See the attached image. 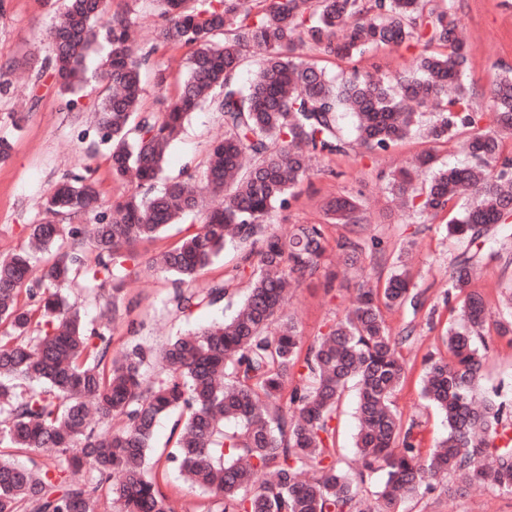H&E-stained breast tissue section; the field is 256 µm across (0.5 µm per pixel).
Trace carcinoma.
Here are the masks:
<instances>
[{"mask_svg":"<svg viewBox=\"0 0 512 512\" xmlns=\"http://www.w3.org/2000/svg\"><path fill=\"white\" fill-rule=\"evenodd\" d=\"M168 23L157 44L138 54L133 21L112 16L104 0H64L50 29V69L59 90L76 95L87 61L104 41L95 75L107 82L98 109L102 142L115 179L139 191L101 210L95 180L73 175L43 199L44 221L27 243L0 257V512H96V493L112 494L115 512H169L150 467L157 422L173 416L166 468L208 495L206 512H401L437 488L450 497L474 485L512 493V416L498 394L479 392L490 311L474 290V266L486 242L512 226V67L489 89L484 127L464 81L470 48L459 38L456 0H156ZM163 45L191 48L177 97L163 112L142 104L141 69ZM421 46L401 76L332 74L324 59L351 61L379 46ZM263 55L249 85L247 54ZM222 113L224 137L207 150L200 171L165 175V156L191 112ZM353 117L347 141L338 116ZM433 142L465 136L467 165L437 166L421 153L396 168L385 191L428 224L457 208L447 236L466 244L454 257L444 296L461 299L458 322L443 338L448 356H430L420 397L437 409L447 434L425 447V425L392 408L403 383V351L426 309L399 249L384 282L372 287L362 237L366 209L353 198L330 205L348 234L326 224L271 227L275 211L297 199L314 174L312 154L346 155L351 143L387 152L414 134ZM430 178L416 185L421 171ZM205 191L224 195L203 208ZM198 229L174 248L144 258L143 243L188 215ZM92 215L94 224L78 220ZM228 244L242 247L236 273L193 283ZM341 251L362 280L352 308L308 345L282 314L288 286L319 274L328 251ZM246 293L228 319L188 329L159 352L129 342L112 352V335L88 327L61 288L82 283L88 299L107 298L122 318V291L132 278L174 276L167 313L189 318ZM411 316L392 334L384 311ZM512 335V293L496 323ZM357 390L349 473L337 448L338 418L349 385ZM32 454L28 466L15 462ZM380 473L366 497L359 484Z\"/></svg>","mask_w":512,"mask_h":512,"instance_id":"obj_1","label":"carcinoma"}]
</instances>
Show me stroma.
Listing matches in <instances>:
<instances>
[{
  "label": "stroma",
  "mask_w": 512,
  "mask_h": 512,
  "mask_svg": "<svg viewBox=\"0 0 512 512\" xmlns=\"http://www.w3.org/2000/svg\"><path fill=\"white\" fill-rule=\"evenodd\" d=\"M57 0H0V55L23 62L39 59L51 49L49 31L58 9ZM107 14H124L138 24L137 40L147 48L155 30L165 22L156 0H107ZM457 22L473 44L466 70L480 111H487L484 96L502 67L512 66V0H458ZM190 53L186 46L159 47L154 59L156 68L144 69L143 104L156 111L165 109L174 96L185 71ZM418 47H382L367 52L357 62L360 70L381 68L398 74L409 70L418 55ZM164 69L165 85H158L156 69ZM104 85L90 81L78 95H63L51 74H44L39 85H32L26 75H17L13 93L0 97V117L10 112L25 113L21 129L0 126V136L13 142L10 158L0 163V255L22 244L31 224L40 222L42 202L48 191L65 175L90 172L96 180L103 207L124 193L133 192L130 184L117 182L110 169L105 150L99 149L97 106ZM224 133L220 113L204 108L192 114L180 135L170 144L166 172L175 175L196 166L212 139ZM430 151L442 163H465L469 157L460 140L431 143L413 137L401 143L393 153L349 154L320 158L324 174L315 176L300 187L297 201L273 217L275 227L287 230L293 224L322 223L329 225L332 236L344 234L329 210L331 201L347 196L363 198L369 207L366 236L375 238L388 261L378 267V274H388L389 260L399 247H406L412 267L413 282L424 291L428 304L437 308L434 326L418 325V336L407 356L405 380L393 397L402 419L417 418L425 422L428 441L442 437V416L425 407L419 398L423 359L431 352L444 351L441 334L447 324L458 318L457 299H445L444 290L450 273V262L460 247L446 238L441 223L418 224L412 216L383 196L386 176L396 162ZM326 273H335L333 291H326L324 275L307 280L301 287L290 289L285 312L296 320L304 342H311L329 320L342 317L358 277L346 268L338 254H331ZM512 284V265L503 260H486L475 288L483 296L490 311L502 306L505 289ZM171 290L165 274L130 282L124 299L130 311L112 331V346L120 348L134 339L159 349L177 333L206 326L230 316L226 305L200 309L189 320L169 318L162 302ZM479 385L482 391H499L512 403V343L489 334ZM164 485L171 512H202L206 503L199 491L184 482L177 472L157 468ZM411 512H512V495L492 488L475 487L467 494L451 497L441 491L426 494L412 502Z\"/></svg>",
  "instance_id": "stroma-1"
}]
</instances>
